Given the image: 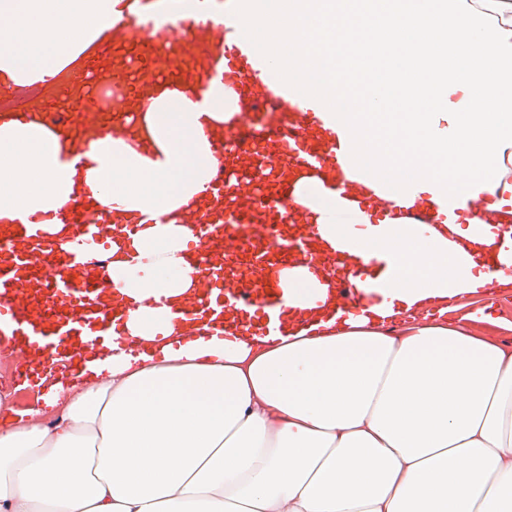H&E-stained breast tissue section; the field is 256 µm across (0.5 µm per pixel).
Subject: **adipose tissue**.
I'll return each mask as SVG.
<instances>
[{
    "mask_svg": "<svg viewBox=\"0 0 512 512\" xmlns=\"http://www.w3.org/2000/svg\"><path fill=\"white\" fill-rule=\"evenodd\" d=\"M117 0H0V83H53L105 37ZM285 76L317 69L349 13L382 51L398 112L356 120L335 93L336 157L389 203L359 205L302 182L295 201L321 241L364 224L363 262H386L384 307L346 325L316 320L274 336L200 330L186 340L171 302L193 283L194 237L159 223L202 191L215 152L204 135L235 112L211 83L160 88L141 115L139 150L103 136L81 160L47 126L0 123V219L47 214L84 189L144 217L116 232L113 290L130 302L127 341L85 360L70 384L0 428V512H512V352L465 326L385 321L436 297L479 293L478 245L512 265V0H240ZM426 200L444 216L412 240L402 211ZM481 201L477 210L468 200ZM52 426L37 424L45 409Z\"/></svg>",
    "mask_w": 512,
    "mask_h": 512,
    "instance_id": "obj_1",
    "label": "adipose tissue"
}]
</instances>
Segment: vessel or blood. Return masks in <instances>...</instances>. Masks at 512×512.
<instances>
[{
    "mask_svg": "<svg viewBox=\"0 0 512 512\" xmlns=\"http://www.w3.org/2000/svg\"><path fill=\"white\" fill-rule=\"evenodd\" d=\"M179 2L121 0L106 39L71 73L69 100L43 95L13 120L41 119L77 156L103 135L128 137L160 84L202 93L219 80L236 94L239 110L207 128L218 163L199 203L175 216L197 241V285L177 303L181 326L190 335L203 323L226 335H265L358 308L356 265L347 264L345 252L323 248L294 191L312 176L343 187L344 199L355 197L336 160L335 134L307 101L312 92L328 93L331 77L367 67L368 53L337 31L335 57L285 81L225 0H191L188 11ZM386 98L377 81L369 93L345 92L341 109L370 112ZM50 219L67 228L70 248H61L39 219L0 221V346L14 348L13 384L23 391H41L52 360L62 370L79 369L84 355L99 353L104 337L120 330L128 311L108 278L112 235L102 227L137 234L133 215L116 204L98 210L79 197ZM284 267H305L315 280L329 281L325 299L285 308L288 291L278 280Z\"/></svg>",
    "mask_w": 512,
    "mask_h": 512,
    "instance_id": "vessel-or-blood-1",
    "label": "vessel or blood"
}]
</instances>
